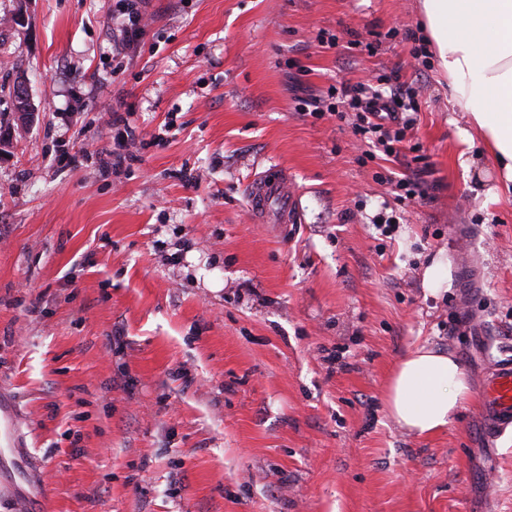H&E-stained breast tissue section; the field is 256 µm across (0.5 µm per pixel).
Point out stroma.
I'll return each mask as SVG.
<instances>
[{
	"instance_id": "stroma-1",
	"label": "stroma",
	"mask_w": 512,
	"mask_h": 512,
	"mask_svg": "<svg viewBox=\"0 0 512 512\" xmlns=\"http://www.w3.org/2000/svg\"><path fill=\"white\" fill-rule=\"evenodd\" d=\"M146 11L126 53L117 0H0V448L28 467L0 512H512V429L486 439L478 398L512 357V199L487 195L420 0ZM359 82L410 92L425 200L379 182L404 158L299 109ZM118 116L146 146L104 168ZM275 167L300 223L250 212ZM423 345L472 396L419 438L384 395Z\"/></svg>"
}]
</instances>
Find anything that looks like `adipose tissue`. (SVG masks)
<instances>
[{"label":"adipose tissue","mask_w":512,"mask_h":512,"mask_svg":"<svg viewBox=\"0 0 512 512\" xmlns=\"http://www.w3.org/2000/svg\"><path fill=\"white\" fill-rule=\"evenodd\" d=\"M437 66L448 79V103L465 113L501 180L492 197H512V0H422ZM471 391L449 353L421 346L396 365L385 404L409 434L446 427Z\"/></svg>","instance_id":"1"}]
</instances>
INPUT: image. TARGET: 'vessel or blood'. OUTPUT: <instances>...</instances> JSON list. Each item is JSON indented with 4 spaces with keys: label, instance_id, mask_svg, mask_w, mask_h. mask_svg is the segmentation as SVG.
I'll return each mask as SVG.
<instances>
[{
    "label": "vessel or blood",
    "instance_id": "b4317fda",
    "mask_svg": "<svg viewBox=\"0 0 512 512\" xmlns=\"http://www.w3.org/2000/svg\"><path fill=\"white\" fill-rule=\"evenodd\" d=\"M248 200L259 223L295 224L299 221L287 171L255 178ZM480 404L487 439H494L512 427V359L498 361L489 368L482 382Z\"/></svg>",
    "mask_w": 512,
    "mask_h": 512
}]
</instances>
